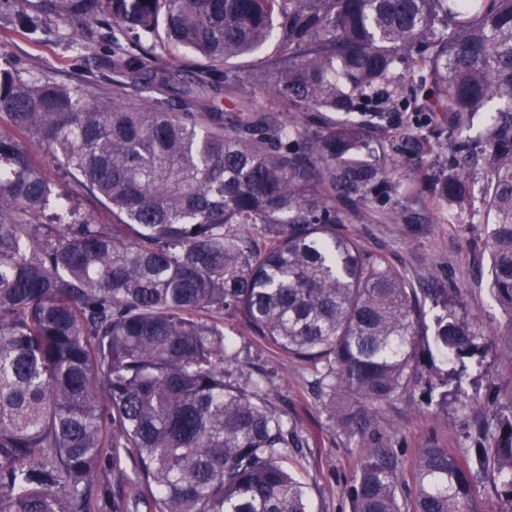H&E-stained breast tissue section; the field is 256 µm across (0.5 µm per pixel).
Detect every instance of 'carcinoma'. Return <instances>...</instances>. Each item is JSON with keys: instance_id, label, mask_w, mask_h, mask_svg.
<instances>
[{"instance_id": "obj_1", "label": "carcinoma", "mask_w": 512, "mask_h": 512, "mask_svg": "<svg viewBox=\"0 0 512 512\" xmlns=\"http://www.w3.org/2000/svg\"><path fill=\"white\" fill-rule=\"evenodd\" d=\"M12 2L24 34L109 25L113 90L92 104L93 78L0 72V512H92L105 448L133 466L112 512H309L287 464L302 436L226 314L321 366L322 406L349 427L344 399L424 383L446 401L475 356L512 363V0ZM24 138L96 214L40 221L61 194ZM405 180L492 217L504 342L341 231L376 206L403 216ZM478 439L473 461L423 448L407 508L392 456L367 446L354 512H483L480 471L512 512V414Z\"/></svg>"}]
</instances>
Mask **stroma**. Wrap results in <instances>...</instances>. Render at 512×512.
Instances as JSON below:
<instances>
[{
	"instance_id": "stroma-1",
	"label": "stroma",
	"mask_w": 512,
	"mask_h": 512,
	"mask_svg": "<svg viewBox=\"0 0 512 512\" xmlns=\"http://www.w3.org/2000/svg\"><path fill=\"white\" fill-rule=\"evenodd\" d=\"M108 40V29L95 23L80 27L70 42L52 20L44 21L41 31L30 37L1 20L0 68L25 77L48 74L65 83L91 72L99 96L106 97L112 93V70L102 63ZM405 205L424 213V221H355L347 229L367 253L386 256L415 285L457 290L462 313L485 338H497L507 318L488 289L491 226L484 212L457 207L427 211L412 198ZM224 328L238 345L249 347L253 364L269 373L271 399L304 439L303 447L290 454L288 466L307 484L314 512H353L354 480L369 438H376L393 457L401 493L407 497L413 491L412 470L428 441L473 456L472 427L478 413L512 412V367L490 357L466 387L469 402L452 399L441 405L436 395L420 386L381 406L355 405L360 425L347 428L323 410L315 390L319 371L313 363L279 352L235 317H225Z\"/></svg>"
}]
</instances>
